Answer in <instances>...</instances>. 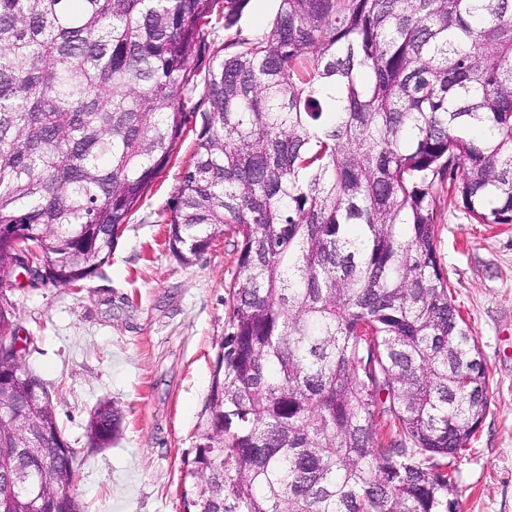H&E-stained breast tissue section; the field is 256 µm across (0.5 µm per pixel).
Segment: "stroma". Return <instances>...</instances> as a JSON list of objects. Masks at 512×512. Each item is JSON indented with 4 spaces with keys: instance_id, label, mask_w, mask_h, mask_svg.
<instances>
[{
    "instance_id": "obj_1",
    "label": "stroma",
    "mask_w": 512,
    "mask_h": 512,
    "mask_svg": "<svg viewBox=\"0 0 512 512\" xmlns=\"http://www.w3.org/2000/svg\"><path fill=\"white\" fill-rule=\"evenodd\" d=\"M194 139L178 142L101 272L77 287L15 278L6 288L30 339L23 362L46 383L76 450L70 493L83 512H184L187 461L210 416L239 271L232 232L188 264L166 244L161 219ZM437 208L438 257L490 374V407L448 468L460 512H512V224L475 223L444 198ZM103 398L119 404L123 428L112 446L94 448L86 425Z\"/></svg>"
}]
</instances>
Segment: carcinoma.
<instances>
[{"instance_id":"cac0c4a2","label":"carcinoma","mask_w":512,"mask_h":512,"mask_svg":"<svg viewBox=\"0 0 512 512\" xmlns=\"http://www.w3.org/2000/svg\"><path fill=\"white\" fill-rule=\"evenodd\" d=\"M0 0V224L41 283L112 254L189 119L168 247L240 238L184 512H459L446 459L489 407L436 202L512 224V0ZM233 32L216 44L217 28ZM210 50L202 95L193 54ZM0 241V338L17 337ZM0 512H81L52 396L0 359ZM103 398L86 432L121 427ZM276 9L275 0H250L240 24L245 30H262L269 25ZM16 224L1 225L0 226V237L6 238L11 245L18 251L29 250L34 254L40 256L43 249L40 246L32 245L29 243V239L24 232L18 229Z\"/></svg>"}]
</instances>
